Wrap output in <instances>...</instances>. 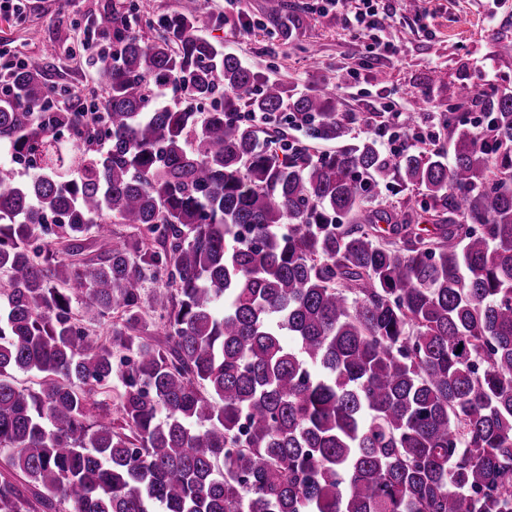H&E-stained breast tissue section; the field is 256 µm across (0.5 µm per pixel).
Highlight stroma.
Here are the masks:
<instances>
[{"instance_id":"obj_1","label":"stroma","mask_w":512,"mask_h":512,"mask_svg":"<svg viewBox=\"0 0 512 512\" xmlns=\"http://www.w3.org/2000/svg\"><path fill=\"white\" fill-rule=\"evenodd\" d=\"M113 0H29L23 13L0 12V50L43 56L51 64V81L84 93L98 76L88 63L84 39L92 18ZM286 15L303 18L289 38L274 36L267 0H206L211 17L205 36L225 52L273 80L297 89L322 84L335 90L343 111L352 117L351 134L374 137L363 121L365 109L389 102L409 111L427 100L430 116L425 138L406 140L409 151L447 150L446 111L449 85H467L479 94L465 106L469 124L485 120L484 97L494 89H512V0H378L385 18L383 40L392 43L388 59L375 62L367 41L354 33L353 13H312L314 0H284ZM254 21V31L238 36L240 22ZM361 70L349 84L346 70Z\"/></svg>"}]
</instances>
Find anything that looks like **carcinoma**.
I'll list each match as a JSON object with an SVG mask.
<instances>
[{
	"instance_id": "1",
	"label": "carcinoma",
	"mask_w": 512,
	"mask_h": 512,
	"mask_svg": "<svg viewBox=\"0 0 512 512\" xmlns=\"http://www.w3.org/2000/svg\"><path fill=\"white\" fill-rule=\"evenodd\" d=\"M202 18L101 13L100 112L44 59L12 65L0 152L34 173L0 167V456L29 487L0 476V512H512V92L486 141L444 119L450 163L313 154L240 113L331 141L336 95L264 77ZM388 180L420 209L372 206ZM114 224L134 234L84 258ZM115 377L116 419L89 421Z\"/></svg>"
}]
</instances>
